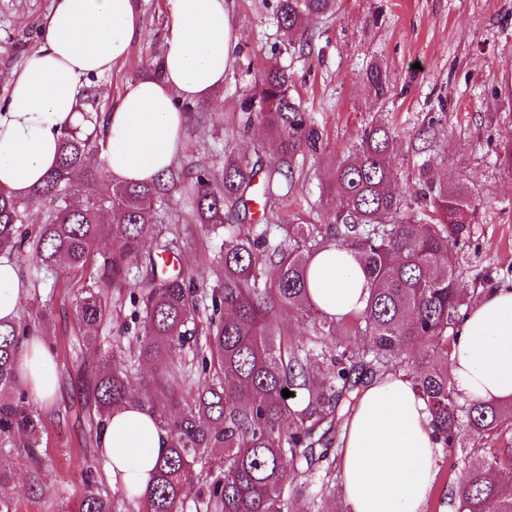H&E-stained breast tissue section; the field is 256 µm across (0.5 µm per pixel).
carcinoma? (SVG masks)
<instances>
[{
    "label": "carcinoma",
    "instance_id": "carcinoma-1",
    "mask_svg": "<svg viewBox=\"0 0 512 512\" xmlns=\"http://www.w3.org/2000/svg\"><path fill=\"white\" fill-rule=\"evenodd\" d=\"M337 0H277L276 16L285 35H300L310 15L336 13ZM363 82L378 98L388 94L385 73L366 69ZM288 70L272 63L256 92L242 103L277 140L279 159L261 156L224 160L214 171L204 165L189 177L172 173L164 183L123 181L87 157L106 145L103 116L78 109L80 124L59 138V160L43 183L25 196L0 190V254L25 249L46 272L58 264L74 271L95 269L76 296L80 324L94 326L106 314L105 289L126 290L141 319L142 336L134 357L151 367L154 391L131 388L127 368L112 365L93 377V407L104 426L112 408L134 401L168 434L169 452L156 465L153 484L141 501L144 512H183L194 466L206 459L217 477L207 487V512H283V492L302 470L329 461L336 427L352 410L363 387L403 369L418 348L425 364L407 375L427 405L434 435L443 448L460 444L462 431L475 439L497 433L512 420V402L461 401L451 383L448 330L456 329L466 306L457 287L452 247L470 235L471 198L460 185L437 178L426 164L419 170L414 202L393 184L394 138L385 124L366 128L354 151L333 167L326 193L332 200L324 224H290L285 237L269 244L270 228L250 236L240 225L224 224L227 213H249L262 197L286 196L292 183L283 167L298 154L325 151L322 132L292 93ZM112 181L108 194L79 193L77 184ZM190 204L189 218L224 233V281L212 290L209 354L192 356L212 379L192 398L175 396L185 376L182 352L196 330L201 302L194 282L182 271L157 275L155 264L142 272L145 241L161 223L158 205L174 190ZM42 214L28 228L32 210ZM112 235V251L97 245ZM352 251L370 282L365 307L352 314L351 332L361 345L339 348L338 321L319 318L322 336L315 354L276 334L277 312H312L308 264L331 247ZM273 266L269 279L263 270ZM35 327L0 321V486L12 472L5 458L34 446L42 419L23 389L18 366L23 343ZM330 363L328 372L310 371L311 360ZM301 393L285 398L282 390ZM496 460L469 473L466 484L448 494L454 512H512V487L492 476ZM79 512H112V501L87 493Z\"/></svg>",
    "mask_w": 512,
    "mask_h": 512
}]
</instances>
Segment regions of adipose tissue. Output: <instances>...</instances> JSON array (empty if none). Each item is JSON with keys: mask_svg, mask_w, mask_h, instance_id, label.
<instances>
[{"mask_svg": "<svg viewBox=\"0 0 512 512\" xmlns=\"http://www.w3.org/2000/svg\"><path fill=\"white\" fill-rule=\"evenodd\" d=\"M169 24L160 76L128 81L107 116L100 160L113 177L166 178L177 158L185 115L222 85L235 44L226 0H168ZM143 33L137 0H53L43 37L8 77L0 110V187L23 196L54 167L64 127L78 123L84 81L124 58ZM28 285L15 263L0 256V321L18 317ZM310 302L340 320L360 311L368 290L349 250L314 254ZM451 381L461 398L512 400V287L483 293L456 329ZM51 353L40 339L25 347L20 380L42 400L54 393ZM169 445L167 433L135 403L113 408L99 437L102 468L113 486L141 497ZM438 446L423 400L409 381L388 375L372 382L346 420L340 455V494L348 512H422L436 481Z\"/></svg>", "mask_w": 512, "mask_h": 512, "instance_id": "1", "label": "adipose tissue"}]
</instances>
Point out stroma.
<instances>
[{
    "mask_svg": "<svg viewBox=\"0 0 512 512\" xmlns=\"http://www.w3.org/2000/svg\"><path fill=\"white\" fill-rule=\"evenodd\" d=\"M276 0H227L235 40L234 60L224 83L187 117L175 171L198 161L222 167L227 154L278 157L261 125L245 127L241 101L253 93L271 61L287 66L293 94L323 133L320 156H295L294 187L286 199L256 207L253 228L265 224H321L328 209L325 187L334 163L353 150L364 127L387 124L395 140L397 189L413 193L419 168L429 163L437 177L463 185L474 206L471 234L453 251L458 287L466 299L484 290L512 286V0H340L334 15L311 16L302 29L304 49L287 44L279 28ZM52 0H0V107L8 99L4 80L41 40ZM146 37L112 70L89 77L94 108L111 112L126 82L156 60L164 46L168 0H139ZM387 75L389 92L379 99L362 81L371 65ZM188 205L173 192L157 230L170 244L175 266L205 291L224 275L220 241L187 220ZM30 289L19 318L37 321L48 313L44 334L53 346L50 368L55 392L36 401L44 429L36 447L19 449L12 480L0 497L15 512H78L86 491L111 499L115 512H135L105 476L98 452L97 418L86 406L88 373L102 369L103 356L127 365L138 390L149 387L150 368L133 364L136 335L122 332L129 321L128 297L108 292L102 322L80 332L74 292L86 276L68 267L53 273L57 287L43 284L32 254L14 259ZM512 446V421L481 442L442 449L437 479L423 512H441L443 495L458 489L472 467ZM340 470L296 477L285 499L301 512H347L339 493Z\"/></svg>",
    "mask_w": 512,
    "mask_h": 512,
    "instance_id": "stroma-1",
    "label": "stroma"
}]
</instances>
